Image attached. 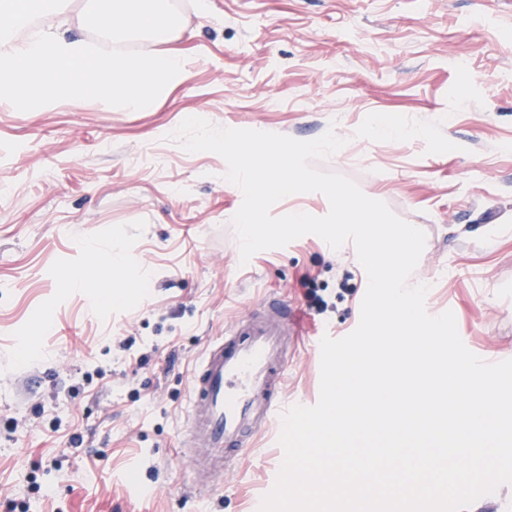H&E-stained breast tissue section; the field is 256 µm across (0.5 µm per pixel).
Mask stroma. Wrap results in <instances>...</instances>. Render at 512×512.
<instances>
[{"label": "stroma", "instance_id": "35a3bbf8", "mask_svg": "<svg viewBox=\"0 0 512 512\" xmlns=\"http://www.w3.org/2000/svg\"><path fill=\"white\" fill-rule=\"evenodd\" d=\"M208 2L136 42L187 60L151 110L0 107V512H256L278 430L218 478L181 454L203 353L279 296L303 333L282 396L312 406L314 343L359 322L354 244L308 234L241 263L224 159L168 138L188 117L302 141L335 127L346 144L317 169L421 229L427 311H452L477 356L512 359V0ZM94 241L130 264L92 299L66 275L105 263Z\"/></svg>", "mask_w": 512, "mask_h": 512}]
</instances>
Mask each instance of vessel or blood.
Wrapping results in <instances>:
<instances>
[{
  "label": "vessel or blood",
  "mask_w": 512,
  "mask_h": 512,
  "mask_svg": "<svg viewBox=\"0 0 512 512\" xmlns=\"http://www.w3.org/2000/svg\"><path fill=\"white\" fill-rule=\"evenodd\" d=\"M290 325L287 303L271 296L206 349L188 394L183 455L191 465L222 473L229 455L280 418Z\"/></svg>",
  "instance_id": "b4317fda"
}]
</instances>
